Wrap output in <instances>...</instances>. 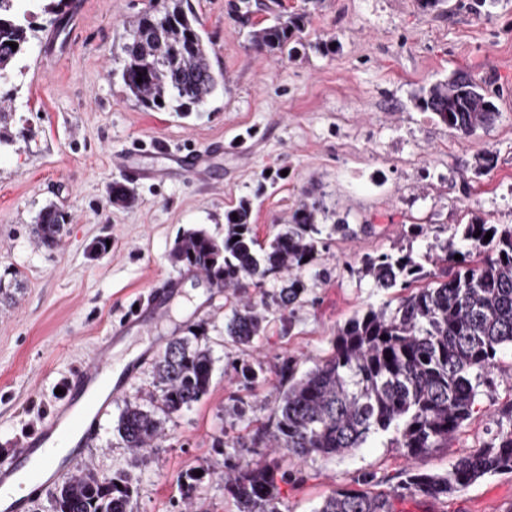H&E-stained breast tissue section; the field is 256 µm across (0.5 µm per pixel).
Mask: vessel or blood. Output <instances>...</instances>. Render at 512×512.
<instances>
[{"instance_id": "vessel-or-blood-1", "label": "vessel or blood", "mask_w": 512, "mask_h": 512, "mask_svg": "<svg viewBox=\"0 0 512 512\" xmlns=\"http://www.w3.org/2000/svg\"><path fill=\"white\" fill-rule=\"evenodd\" d=\"M209 170L205 152L172 153L164 165L133 169L135 179L163 181L181 175L204 180ZM117 336H107L93 359L76 377L73 404L59 411L14 456L0 461V512H28L33 499L50 485L73 472L92 441L103 402L91 398L89 390L96 386L112 366L111 347Z\"/></svg>"}]
</instances>
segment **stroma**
<instances>
[{
	"instance_id": "35a3bbf8",
	"label": "stroma",
	"mask_w": 512,
	"mask_h": 512,
	"mask_svg": "<svg viewBox=\"0 0 512 512\" xmlns=\"http://www.w3.org/2000/svg\"><path fill=\"white\" fill-rule=\"evenodd\" d=\"M70 22L54 33L36 13L37 36L11 78L0 82L16 112L12 141L0 146V284L21 290L0 302V458L35 436L71 400L72 382L113 327L124 337L113 360L134 353L136 373L110 400L96 444L84 460L99 472L130 471L133 512H186L181 480L204 466L212 476L196 492L204 512H236L224 471L238 459L268 465L280 481L281 512H315L338 488L371 473L377 491L396 489L406 469L448 470L459 457L512 426V349L477 389L472 420L447 445L410 459L390 437L371 438L333 459L297 460L254 444L272 428L289 375L329 354L339 326L368 309H393L396 291L375 288L361 272L366 257L412 252L429 232L480 219L512 224V0H460L421 9L416 0H322L293 56H260L248 35L303 0H191L225 78L207 105L183 116L148 111L122 83L123 46L148 0H73ZM490 82L499 113L468 138L417 109L421 87L456 70ZM156 152L136 164L161 163V150L216 151L204 181L134 182L136 200L115 205L124 180L121 157L139 144ZM321 211L319 255L304 278L308 291L293 314H272L246 346L224 334L237 300L202 275L173 264L183 231L224 234V213L247 199L260 241L288 223L302 199ZM52 205L69 215L54 249L31 232ZM345 221L350 234L337 233ZM101 239L108 251L95 252ZM174 282L161 316L140 328L137 306L150 287ZM204 326L214 358L210 392L172 415L166 435L133 456L114 430L125 400L152 390L150 341ZM253 378H243L241 366ZM397 512H512V474L485 478L447 500L410 497Z\"/></svg>"
}]
</instances>
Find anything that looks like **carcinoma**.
I'll use <instances>...</instances> for the list:
<instances>
[{"instance_id": "1", "label": "carcinoma", "mask_w": 512, "mask_h": 512, "mask_svg": "<svg viewBox=\"0 0 512 512\" xmlns=\"http://www.w3.org/2000/svg\"><path fill=\"white\" fill-rule=\"evenodd\" d=\"M17 0H0V80L16 66L28 43V11ZM52 15L51 23L68 22L67 0H35ZM308 12L285 13L252 30L249 44L260 54L293 53ZM14 42L17 47L9 46ZM121 78L127 95L146 110L191 112L209 100L218 85L200 22L189 0H150L123 47ZM142 78L137 82L136 78ZM496 90L458 71L432 83L415 96V105L464 135L490 125L498 114ZM15 107L0 96V144ZM252 204L243 199L224 212V238L204 230L183 233L172 259L205 274L212 284L237 293L279 285L271 294L235 307L225 332L242 345L264 330L271 310L280 314L300 303L306 286L301 272L318 257L317 207L307 201L261 244L250 223ZM68 214L56 207L41 210L34 234L39 245L54 248L62 239ZM489 241H484L487 232ZM461 258L454 259L455 255ZM308 261H303V258ZM440 271L434 286L414 288L428 276L423 262ZM363 272L375 287L404 291L388 311L368 309L336 332L331 352L296 378L289 376L275 407V426L264 435L268 448L298 459L333 458L359 448L370 437L394 434L395 447L410 457L448 443L473 415L476 381L491 372L499 353L512 347V225L476 219L458 224L445 237L428 242L424 260L412 253L383 254L364 260ZM171 339L152 371L155 393L145 403L129 399L115 430L138 454L165 435L164 423L205 397L211 388L213 358L205 329ZM512 474V428L458 458L445 473H405L399 490L377 492L367 477L356 487L325 497L317 512H395L393 501L407 494L439 501L487 476ZM211 476L189 472L183 498L196 504L199 483ZM238 512H278V486L272 471L239 461L224 475ZM135 480L125 470L100 473L88 465L64 479L52 493L51 512H132Z\"/></svg>"}]
</instances>
